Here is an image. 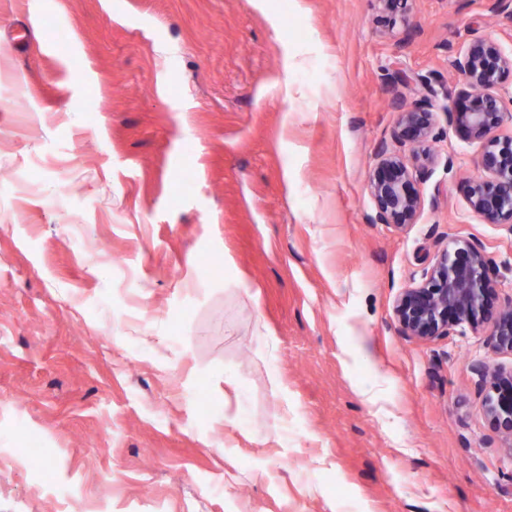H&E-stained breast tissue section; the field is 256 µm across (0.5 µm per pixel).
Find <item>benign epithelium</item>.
Here are the masks:
<instances>
[{
  "instance_id": "1",
  "label": "benign epithelium",
  "mask_w": 512,
  "mask_h": 512,
  "mask_svg": "<svg viewBox=\"0 0 512 512\" xmlns=\"http://www.w3.org/2000/svg\"><path fill=\"white\" fill-rule=\"evenodd\" d=\"M453 66L463 76V87L442 110L463 139L482 145L481 174L466 182L467 204L484 223L504 225L512 232V135H496L506 122H512V113L505 110L499 93L506 76L512 74V53L494 40L477 39L459 52ZM434 97L435 90L428 86L419 101L398 112L395 140L421 151L406 158L384 147L378 154L369 176L376 224L403 229L416 223L421 214L423 199L415 184L437 162L423 148L435 125ZM495 301L496 288L481 248L450 234L446 248L421 281L396 296L394 315L403 336L422 341L446 336L465 324L473 329L485 325L493 348L512 354V302L497 306ZM471 370L484 393L490 431L512 441V369L479 362Z\"/></svg>"
}]
</instances>
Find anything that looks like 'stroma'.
<instances>
[{"mask_svg": "<svg viewBox=\"0 0 512 512\" xmlns=\"http://www.w3.org/2000/svg\"><path fill=\"white\" fill-rule=\"evenodd\" d=\"M480 38L497 0H0V512H512V354L393 317L452 233L512 299L481 145L436 112L406 229L368 189L393 73L441 106ZM477 386L485 394L484 412L494 436L510 440L512 447V369L479 362L471 366Z\"/></svg>", "mask_w": 512, "mask_h": 512, "instance_id": "35a3bbf8", "label": "stroma"}]
</instances>
